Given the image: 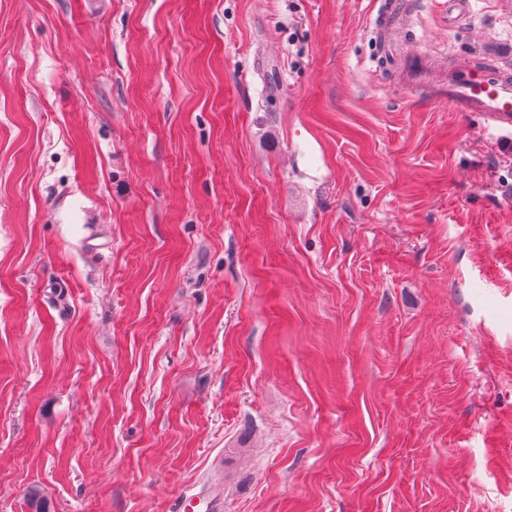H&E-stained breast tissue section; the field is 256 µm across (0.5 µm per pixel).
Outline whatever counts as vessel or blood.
I'll use <instances>...</instances> for the list:
<instances>
[{
    "mask_svg": "<svg viewBox=\"0 0 512 512\" xmlns=\"http://www.w3.org/2000/svg\"><path fill=\"white\" fill-rule=\"evenodd\" d=\"M448 104L457 112H480L488 125L512 128V76L487 68L448 77Z\"/></svg>",
    "mask_w": 512,
    "mask_h": 512,
    "instance_id": "obj_1",
    "label": "vessel or blood"
}]
</instances>
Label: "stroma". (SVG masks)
Listing matches in <instances>:
<instances>
[{"label":"stroma","mask_w":512,"mask_h":512,"mask_svg":"<svg viewBox=\"0 0 512 512\" xmlns=\"http://www.w3.org/2000/svg\"><path fill=\"white\" fill-rule=\"evenodd\" d=\"M493 44L512 0H0V512H512ZM448 105L456 112H482L488 127L512 128V78L487 68L448 75Z\"/></svg>","instance_id":"stroma-1"}]
</instances>
